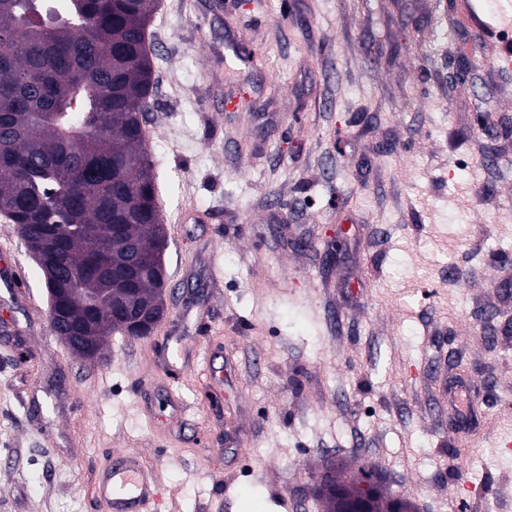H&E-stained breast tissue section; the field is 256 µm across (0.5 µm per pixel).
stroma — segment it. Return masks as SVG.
<instances>
[{
	"instance_id": "stroma-1",
	"label": "stroma",
	"mask_w": 512,
	"mask_h": 512,
	"mask_svg": "<svg viewBox=\"0 0 512 512\" xmlns=\"http://www.w3.org/2000/svg\"><path fill=\"white\" fill-rule=\"evenodd\" d=\"M147 37L159 208L194 209L164 254L182 288L152 339L82 359L29 312L42 274L0 215L23 263L0 289V512H102L126 449L160 512H322L330 465L413 512H512V138L486 151L512 127V68L488 73L493 34L457 0H159ZM439 362L470 377L484 438L451 433Z\"/></svg>"
}]
</instances>
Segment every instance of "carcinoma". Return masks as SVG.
<instances>
[{"label":"carcinoma","mask_w":512,"mask_h":512,"mask_svg":"<svg viewBox=\"0 0 512 512\" xmlns=\"http://www.w3.org/2000/svg\"><path fill=\"white\" fill-rule=\"evenodd\" d=\"M157 0H0V214L11 218L44 281L63 288H109L112 275L153 259L166 232L142 122L151 108L153 68L145 31ZM140 307L164 294L139 278ZM68 321L92 344L125 333L112 301L89 314L73 300ZM353 480L327 468L318 498L355 496L373 473Z\"/></svg>","instance_id":"1"}]
</instances>
